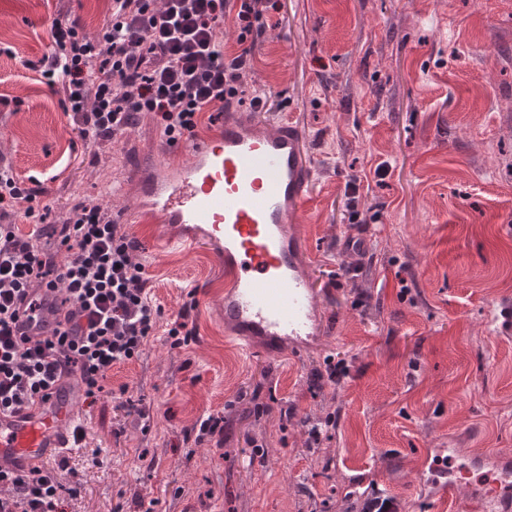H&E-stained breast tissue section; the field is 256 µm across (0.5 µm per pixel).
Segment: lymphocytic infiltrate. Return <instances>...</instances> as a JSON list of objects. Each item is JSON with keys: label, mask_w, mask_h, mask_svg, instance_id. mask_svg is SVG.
Segmentation results:
<instances>
[{"label": "lymphocytic infiltrate", "mask_w": 512, "mask_h": 512, "mask_svg": "<svg viewBox=\"0 0 512 512\" xmlns=\"http://www.w3.org/2000/svg\"><path fill=\"white\" fill-rule=\"evenodd\" d=\"M268 2L112 0L111 18L97 33L77 19L53 21V50L37 68L86 143L119 139L145 115L168 140L191 137L201 113L244 101L267 111L269 94L248 89L243 77ZM229 19L239 30V49L230 54L218 38ZM41 194L0 160V411L22 406L69 373L80 376L85 400L94 404L106 371L138 359L157 332L174 349L195 335V301L164 320L149 274L133 258L136 241L111 212L81 200L52 224ZM17 216L29 233L14 224ZM42 288L70 304L66 327L42 340L17 337L19 302ZM79 492V483H63L50 467L33 475L0 472V512H61L65 497Z\"/></svg>", "instance_id": "obj_1"}]
</instances>
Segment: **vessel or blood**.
Returning a JSON list of instances; mask_svg holds the SVG:
<instances>
[{
  "instance_id": "1",
  "label": "vessel or blood",
  "mask_w": 512,
  "mask_h": 512,
  "mask_svg": "<svg viewBox=\"0 0 512 512\" xmlns=\"http://www.w3.org/2000/svg\"><path fill=\"white\" fill-rule=\"evenodd\" d=\"M303 141L294 122L270 126L229 110L213 135L169 144L158 160L128 174L138 212L169 227L167 245H206L223 266L224 323L246 349H300L320 333L300 231L316 176ZM33 298V308L20 312L18 331L37 340L62 327L66 309L56 292L43 288ZM83 402L81 382L63 376L48 396L0 412V470L35 473L74 447L72 426ZM497 469L500 481L477 489L476 497L484 512H512V462Z\"/></svg>"
}]
</instances>
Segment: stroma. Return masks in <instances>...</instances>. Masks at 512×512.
I'll return each instance as SVG.
<instances>
[{
	"instance_id": "35a3bbf8",
	"label": "stroma",
	"mask_w": 512,
	"mask_h": 512,
	"mask_svg": "<svg viewBox=\"0 0 512 512\" xmlns=\"http://www.w3.org/2000/svg\"><path fill=\"white\" fill-rule=\"evenodd\" d=\"M109 8L0 0V158L41 179L56 217L76 193L132 214L131 194L101 188L162 153L148 116L118 143L85 145L31 68L53 20L93 33ZM266 20L244 81L271 94L260 120L301 125L319 169L301 225L324 333L300 352L242 349L216 259L160 248L161 224H129L164 318L194 292L196 340L173 349L155 336L107 373L110 395L84 409L86 442L69 456L82 489L64 512H114L138 495L155 512H345L349 490L404 512H472L469 489L447 500L431 465L439 448L512 457V329L495 320L512 311V0H279ZM357 221L361 254L346 246ZM333 359L346 368L335 382ZM123 387L150 423L117 409ZM219 411L223 447L186 442Z\"/></svg>"
}]
</instances>
